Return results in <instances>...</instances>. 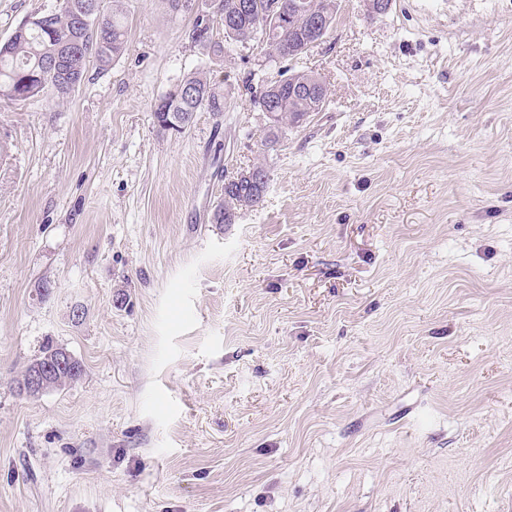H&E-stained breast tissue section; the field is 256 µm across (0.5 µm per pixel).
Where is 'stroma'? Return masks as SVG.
I'll return each mask as SVG.
<instances>
[{"label":"stroma","instance_id":"obj_1","mask_svg":"<svg viewBox=\"0 0 512 512\" xmlns=\"http://www.w3.org/2000/svg\"><path fill=\"white\" fill-rule=\"evenodd\" d=\"M211 5L123 0L122 56L0 101V512H512V0H337L265 69L194 41ZM200 69L226 111L159 130ZM285 69L328 95L266 151ZM48 340L84 376L18 396ZM252 167L258 172H260L261 178L265 177L267 181H269V174L266 169V166L263 163L253 164ZM251 168L249 171H243L237 174L235 177H232L228 181L225 182L224 186L227 187L231 183H240L241 181H248L249 183L237 186L236 192H226L224 189V203L218 205L213 212V222L216 224H228L224 222V215L229 212H232L235 209L241 210L243 207L245 209L252 208L258 206L264 198L265 195V183L264 182H254L256 177V170Z\"/></svg>","mask_w":512,"mask_h":512}]
</instances>
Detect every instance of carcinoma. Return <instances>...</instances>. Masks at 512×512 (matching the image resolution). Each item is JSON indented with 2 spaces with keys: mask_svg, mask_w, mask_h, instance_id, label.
Wrapping results in <instances>:
<instances>
[{
  "mask_svg": "<svg viewBox=\"0 0 512 512\" xmlns=\"http://www.w3.org/2000/svg\"><path fill=\"white\" fill-rule=\"evenodd\" d=\"M86 0H63L62 7L51 13L48 26L29 24L19 27L8 41L0 44V99L12 100V91L23 86L35 98L45 88H53L58 98L68 97L71 91L85 77L87 65L95 60L102 68L126 50V30L121 8L122 0H112V14H97V26L86 32L76 25L75 16ZM220 9L227 14L231 23L224 29V42L212 40V32L196 23L195 41L217 55L224 51V43L255 42L272 62L293 59L303 53L308 43L314 40L310 29L308 12L315 10L324 13L330 24L336 23V0H249L251 9L246 13L237 10L238 0H218ZM281 4L280 23L272 41H263L261 25L271 10L272 3ZM64 57L63 69L51 73L43 70V63L52 58ZM305 81L315 88V93L299 94L292 92L293 81ZM180 84L194 90L195 97L185 100L176 90H171L154 103L152 112L156 125L162 131L171 127L165 124L162 116L173 114L180 130L191 126L196 113L201 111L220 114L226 107L224 92L211 82L206 71L198 70L183 78ZM327 87L317 75L306 72L280 73V80L268 85L254 96V105L273 101L276 103V122L267 126L262 146L272 150L279 143L284 130L302 122L311 112H317L325 103ZM265 183L240 184L234 192L224 193V203L213 212V222L224 223V215L237 208L258 206L265 195ZM59 345L46 342L39 355L24 368L29 371L58 355Z\"/></svg>",
  "mask_w": 512,
  "mask_h": 512,
  "instance_id": "obj_1",
  "label": "carcinoma"
}]
</instances>
